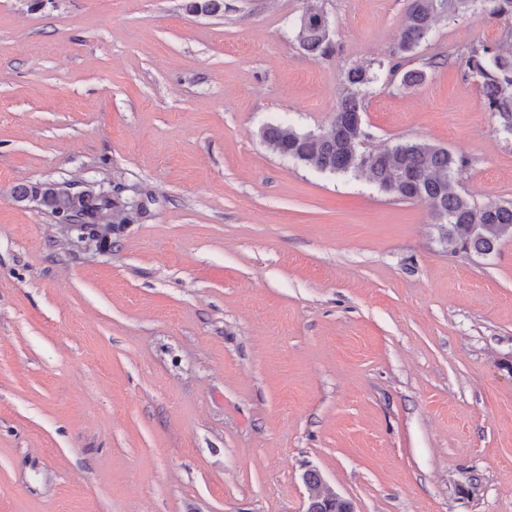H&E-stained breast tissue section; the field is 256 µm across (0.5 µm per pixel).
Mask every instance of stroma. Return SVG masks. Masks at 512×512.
Listing matches in <instances>:
<instances>
[{
  "label": "stroma",
  "mask_w": 512,
  "mask_h": 512,
  "mask_svg": "<svg viewBox=\"0 0 512 512\" xmlns=\"http://www.w3.org/2000/svg\"><path fill=\"white\" fill-rule=\"evenodd\" d=\"M0 0V512H302L318 469L355 512H512V239L454 253L426 205L273 153L327 125L345 72L390 60L405 0ZM439 21L373 84L363 149L468 158L512 201V136ZM19 183L121 184L89 246ZM299 45L312 56H326L332 48L329 20L321 7L308 4L296 31Z\"/></svg>",
  "instance_id": "obj_1"
}]
</instances>
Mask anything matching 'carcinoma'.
<instances>
[{
    "mask_svg": "<svg viewBox=\"0 0 512 512\" xmlns=\"http://www.w3.org/2000/svg\"><path fill=\"white\" fill-rule=\"evenodd\" d=\"M193 13L216 14L223 0H191ZM512 18V0H407L397 59L377 67L358 65L347 70L336 113L317 131H300L289 125H269L262 137L268 148L296 163L330 174L367 175L383 192L399 199L423 203L445 224L443 237L451 252L487 257L501 241L512 238V202L479 204L454 190L469 166L463 155L426 142L398 143L382 151H361L366 137L362 102L381 71L401 75L400 85L412 87L426 77L423 69H403L402 60L429 40L439 17ZM299 45L313 56H326L332 48L329 20L324 10L309 4L296 31ZM466 74L480 85L487 111L512 135V45L498 41L466 48ZM13 194L20 200L40 195L39 205L54 217L74 214L91 222L110 205L105 197L87 190L71 195L54 187L19 184ZM303 479L313 495L310 512H349V503L337 500L335 490L316 469Z\"/></svg>",
    "mask_w": 512,
    "mask_h": 512,
    "instance_id": "1",
    "label": "carcinoma"
}]
</instances>
